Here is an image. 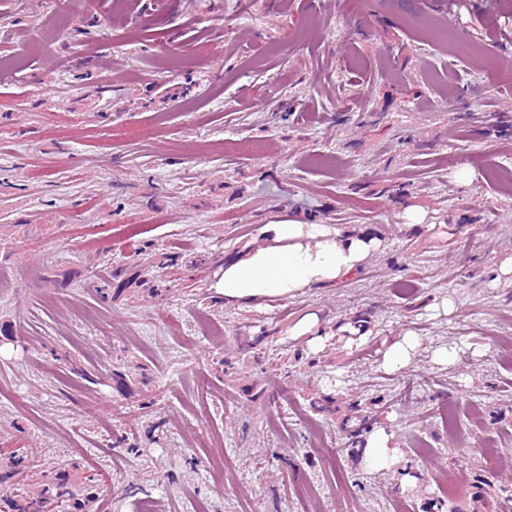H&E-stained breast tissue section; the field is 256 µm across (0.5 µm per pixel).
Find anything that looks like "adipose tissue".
I'll use <instances>...</instances> for the list:
<instances>
[{"label":"adipose tissue","mask_w":512,"mask_h":512,"mask_svg":"<svg viewBox=\"0 0 512 512\" xmlns=\"http://www.w3.org/2000/svg\"><path fill=\"white\" fill-rule=\"evenodd\" d=\"M262 233L267 245L225 269V300L294 298L304 288L354 273L379 246L375 238L333 233L322 224H266Z\"/></svg>","instance_id":"obj_1"}]
</instances>
